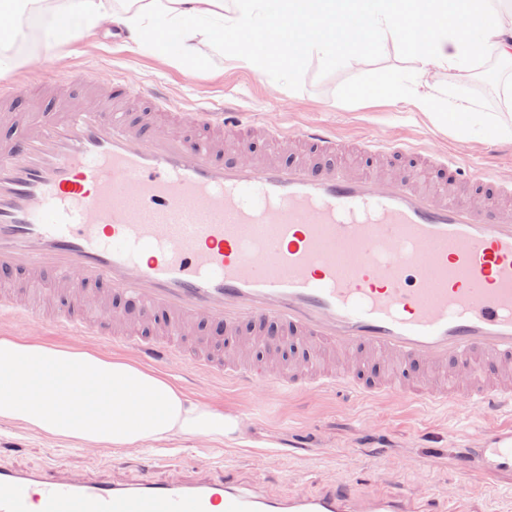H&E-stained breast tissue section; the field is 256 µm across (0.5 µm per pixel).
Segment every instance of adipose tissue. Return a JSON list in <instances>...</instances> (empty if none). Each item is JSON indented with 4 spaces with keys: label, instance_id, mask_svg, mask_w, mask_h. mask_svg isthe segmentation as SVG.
I'll list each match as a JSON object with an SVG mask.
<instances>
[{
    "label": "adipose tissue",
    "instance_id": "ef3b65f1",
    "mask_svg": "<svg viewBox=\"0 0 512 512\" xmlns=\"http://www.w3.org/2000/svg\"><path fill=\"white\" fill-rule=\"evenodd\" d=\"M0 0L41 20L39 41L64 47L103 22L137 45L154 40L175 62L218 56L274 76L280 63L361 58L386 47L413 63L415 106L457 137L471 136L478 103L429 74L468 78L489 54L512 59V0ZM287 20L272 44L255 45L258 21ZM66 443L128 448L178 436L214 447L236 436V417L190 400L173 380L98 351L0 336V421Z\"/></svg>",
    "mask_w": 512,
    "mask_h": 512
}]
</instances>
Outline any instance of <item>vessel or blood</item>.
I'll use <instances>...</instances> for the list:
<instances>
[{
  "label": "vessel or blood",
  "mask_w": 512,
  "mask_h": 512,
  "mask_svg": "<svg viewBox=\"0 0 512 512\" xmlns=\"http://www.w3.org/2000/svg\"><path fill=\"white\" fill-rule=\"evenodd\" d=\"M97 109L57 81L62 110L21 117L0 89V317L44 321L18 297L43 281L52 323L178 356L245 386L401 395L508 414L465 470L512 472V185L408 142H352L320 124L274 131L232 105L192 114L112 78ZM288 142L289 154L267 153ZM355 154L359 169L335 166ZM399 164L415 179H389ZM479 197L484 207L472 205ZM415 495L339 480L271 496L226 472L130 484L51 461L0 464V512H413Z\"/></svg>",
  "instance_id": "1"
}]
</instances>
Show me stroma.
<instances>
[{
  "instance_id": "1",
  "label": "stroma",
  "mask_w": 512,
  "mask_h": 512,
  "mask_svg": "<svg viewBox=\"0 0 512 512\" xmlns=\"http://www.w3.org/2000/svg\"><path fill=\"white\" fill-rule=\"evenodd\" d=\"M395 49L336 64L305 61L300 70L280 68L269 79L240 68L204 63L178 64L170 58L116 42L96 33L64 51L44 48L29 54L12 70L0 73V86L23 83L37 87L48 71L64 77L76 72L107 70L133 87L163 85L168 108L195 112L233 104L263 124L320 123L349 140L386 135L419 143L433 152L461 153L464 163L492 170L512 181V141L479 127L466 140L435 124L414 105L378 96L382 73L404 67ZM461 96L478 101L482 111L500 110L499 92L512 80V60L489 57L465 81L441 75ZM21 336L61 346L97 350L133 358L131 349L95 337L73 339L59 329L0 319V336ZM167 376L191 399L242 418L239 438L212 447L198 437H181L155 446L130 448L72 446L0 423V461L20 469H39L61 460L89 477L106 476L118 483L137 480L146 463L158 479L177 480L204 467L232 470L239 483L271 495L313 494L336 480L375 474V489L396 480L424 501L419 512H448V496L456 494L468 512H512V473L461 471V449L482 447L486 417L474 409L421 405L397 398L365 399L335 390L304 395L248 392L206 368L175 361Z\"/></svg>"
}]
</instances>
